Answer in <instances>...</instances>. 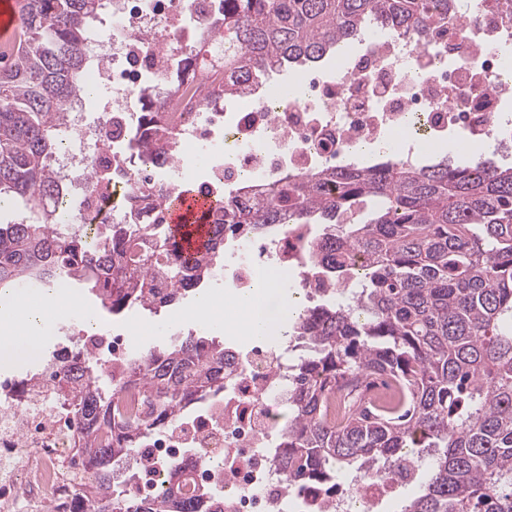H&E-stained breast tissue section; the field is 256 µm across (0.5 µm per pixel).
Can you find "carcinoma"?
Here are the masks:
<instances>
[{
  "instance_id": "carcinoma-1",
  "label": "carcinoma",
  "mask_w": 512,
  "mask_h": 512,
  "mask_svg": "<svg viewBox=\"0 0 512 512\" xmlns=\"http://www.w3.org/2000/svg\"><path fill=\"white\" fill-rule=\"evenodd\" d=\"M220 31H201L190 57L207 65V46L224 49V98L257 89L266 76L318 64L359 40L378 22L393 35L420 38L448 20V0H220ZM103 0H24L25 39L0 72V210L33 219L0 223V290L81 284L111 314L157 308L149 280L165 273L182 284L186 269L170 224H96L71 244L55 232L66 214L56 173L55 124L86 93L88 25ZM159 143L132 131L128 152L144 162ZM322 224L310 270L333 285L359 288L351 304L325 302L292 320L302 355L288 392L282 452L274 465L288 487L329 489L353 466L381 481L374 468L415 464L414 449L432 448L421 494L400 512H512V165L477 154L467 165L384 162L277 184L266 201L231 212L230 224L266 234L274 225ZM151 242L141 256L136 246ZM222 251L210 243L199 274L207 279ZM224 347L192 334L162 350L108 368L91 359L75 380L79 421L76 455L93 481L80 490L83 512H224L207 488L183 484L151 503L129 492L112 461L136 452L152 433L145 421L112 426L111 401L142 386L180 418L224 389ZM367 377L397 381L389 412L361 400ZM338 397L343 417H327Z\"/></svg>"
}]
</instances>
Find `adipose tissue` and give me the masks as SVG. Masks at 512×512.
I'll list each match as a JSON object with an SVG mask.
<instances>
[{"label":"adipose tissue","instance_id":"ef3b65f1","mask_svg":"<svg viewBox=\"0 0 512 512\" xmlns=\"http://www.w3.org/2000/svg\"><path fill=\"white\" fill-rule=\"evenodd\" d=\"M277 291L276 280L265 277L253 290L252 298L238 297L235 293L226 294L207 292L202 295L191 316L207 319L211 310L226 308L232 327L248 336L269 345L284 342L285 336L278 329V321L285 315V308H272L267 304L269 297ZM74 296L52 289L32 294H13L0 298V306L12 312L9 322L0 326V369L11 366L22 355L36 353L43 342L47 325L39 313L50 307L75 304Z\"/></svg>","mask_w":512,"mask_h":512}]
</instances>
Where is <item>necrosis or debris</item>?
<instances>
[{
	"label": "necrosis or debris",
	"mask_w": 512,
	"mask_h": 512,
	"mask_svg": "<svg viewBox=\"0 0 512 512\" xmlns=\"http://www.w3.org/2000/svg\"><path fill=\"white\" fill-rule=\"evenodd\" d=\"M104 32L86 42L89 67L80 80L107 95L95 119L75 98L58 127L62 144L51 167L61 195L75 202L72 224H119L128 214L141 223L163 220L161 203L188 181L199 192H230L237 201L264 197L270 184L305 177L355 161L357 145L416 162L422 140L448 133L494 143L512 155V0H480L475 16L452 14L423 40L384 31L366 33L364 51L337 66L333 76L306 68L298 96L274 89L256 106L231 114L213 109L216 83L206 73L171 88L172 61L211 21L218 0H107ZM168 111L173 145L150 161L126 159L127 134L151 132V112ZM313 224H284L272 239L225 237L224 267L215 275L225 290L250 293L267 271H278L307 302L330 290L308 273ZM51 318L66 337L44 354L35 373L0 375V512H77L76 493L87 480L71 466L78 421L64 404L60 367L84 357L126 360L122 339L99 323L60 309ZM292 367L287 356L257 345L224 348V391L180 421L128 388L118 405L133 402L156 430L145 454L177 463L183 480L212 486L224 512H372L380 484L357 479L356 492L297 496L273 459L280 449Z\"/></svg>",
	"instance_id": "4bbe7bcc"
}]
</instances>
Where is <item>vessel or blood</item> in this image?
Returning a JSON list of instances; mask_svg holds the SVG:
<instances>
[{"label":"vessel or blood","instance_id":"vessel-or-blood-1","mask_svg":"<svg viewBox=\"0 0 512 512\" xmlns=\"http://www.w3.org/2000/svg\"><path fill=\"white\" fill-rule=\"evenodd\" d=\"M22 0H0V52L12 51L20 34ZM215 198L198 191L182 192L168 205V222L185 253L194 254L206 249L210 226L203 216L214 206Z\"/></svg>","mask_w":512,"mask_h":512}]
</instances>
